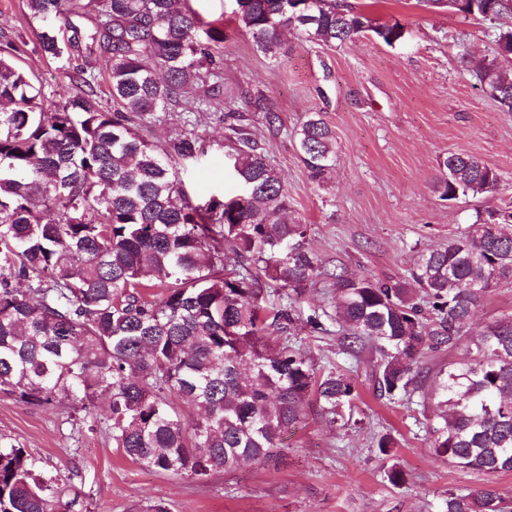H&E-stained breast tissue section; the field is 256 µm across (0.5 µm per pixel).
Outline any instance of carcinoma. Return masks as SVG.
I'll return each mask as SVG.
<instances>
[{
  "mask_svg": "<svg viewBox=\"0 0 512 512\" xmlns=\"http://www.w3.org/2000/svg\"><path fill=\"white\" fill-rule=\"evenodd\" d=\"M235 2L237 26L271 59L288 52L287 27L331 47L366 32L391 47L405 39L399 24L375 25L346 0ZM25 6L43 53L81 93L43 111L41 88L12 60L16 42L0 34V393L37 406L66 400L74 414L104 397L101 424L116 448L191 479L277 459L311 398L322 415L344 417L358 398L353 378L318 370L288 340L297 303L322 271L304 246L306 225L270 221L288 211L281 173L231 123L237 138L227 158L239 193L196 203L182 180L184 166L206 153L196 121L163 144L143 134L171 105L224 111L216 61L224 25L204 22L187 0ZM425 6L489 21L512 14V0ZM64 21L72 36L60 40ZM495 42L512 55V27L499 28ZM82 46L108 53L109 106L94 71L69 73ZM473 73L512 112V76L493 60ZM295 141L310 179L326 182L336 136L322 113H308ZM440 168L433 188L443 201L500 186L498 172L469 153H448ZM228 252L237 258L231 271ZM327 277L345 351L355 358L372 342L374 389L390 399L405 394L422 359L458 348L480 302L512 282V206L422 253L408 282ZM269 285L283 303L268 305ZM467 352L434 392L431 448L461 469L511 471L512 315L486 325ZM68 480L28 450L0 446V512H82ZM444 512H512V500L492 487L450 490Z\"/></svg>",
  "mask_w": 512,
  "mask_h": 512,
  "instance_id": "obj_1",
  "label": "carcinoma"
}]
</instances>
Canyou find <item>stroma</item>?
<instances>
[{"label": "stroma", "instance_id": "1", "mask_svg": "<svg viewBox=\"0 0 512 512\" xmlns=\"http://www.w3.org/2000/svg\"><path fill=\"white\" fill-rule=\"evenodd\" d=\"M378 24H399L403 44L390 47L365 35L335 47L286 33L289 53L273 60L233 20L235 0H197L208 20L223 21L220 62L224 109L197 113L208 150L184 176L203 197L233 195L226 176L229 121H236L280 171L288 192L287 220L307 226L305 245L325 269L355 276L401 277L418 256L446 244L478 213L512 203V112L503 111L473 77L485 58L512 73V58L497 56L496 26L418 6L417 0H354ZM22 0H0V30L16 40V63L41 83L45 109H53L69 79L41 50L38 25L21 14ZM261 94L281 122L246 103ZM322 113L336 135V165L324 185L313 183L295 147L294 131L306 113ZM453 151L478 156L501 175L497 192L443 201L433 190L440 161ZM326 333L297 329L299 345L316 367L349 370L359 398L352 421L329 422L306 404L275 462H252L195 481L146 468L113 448L99 426L106 409L69 421L53 408L0 394V443L28 449L48 471L71 474L90 512H442L452 490L496 488L512 497V471L487 474L437 457L425 432L431 396L464 349L431 354L420 365L410 395L378 397L367 373L378 353L366 346L360 361L343 354L339 325ZM391 434L390 454L377 447ZM398 464L406 480L392 485L385 473Z\"/></svg>", "mask_w": 512, "mask_h": 512}]
</instances>
